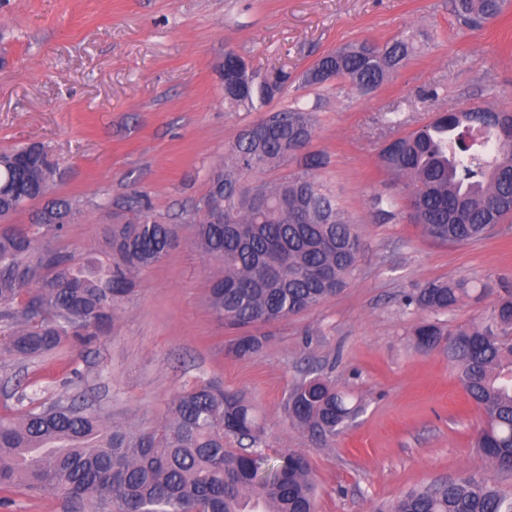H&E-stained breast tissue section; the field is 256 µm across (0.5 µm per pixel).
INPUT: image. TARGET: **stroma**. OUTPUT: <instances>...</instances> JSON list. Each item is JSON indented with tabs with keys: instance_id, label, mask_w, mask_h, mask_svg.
Instances as JSON below:
<instances>
[{
	"instance_id": "stroma-1",
	"label": "stroma",
	"mask_w": 512,
	"mask_h": 512,
	"mask_svg": "<svg viewBox=\"0 0 512 512\" xmlns=\"http://www.w3.org/2000/svg\"><path fill=\"white\" fill-rule=\"evenodd\" d=\"M396 38L412 52L378 88H299V75L328 51ZM228 50L254 69L288 71L272 106L313 111L307 150L325 159L317 177L362 237L347 288L257 327L266 341L246 358L227 352L236 332L206 304L214 267L183 224L225 145L260 118L224 104ZM476 102L512 108V0L479 30L459 23L450 0H0V151L37 143L57 161L50 196L81 208L60 250L102 246L104 226L137 193L182 226L90 343L29 359L0 352V415L74 396L150 429L177 394L215 382L253 405L262 452L308 457L317 512H374L445 478L475 476L512 492V474L472 446L481 417L455 367L443 350L413 345L414 329L434 316L403 304L428 281L464 280L469 297L436 317L450 330L482 322L512 289V220L482 241L437 244L411 223L404 191L378 165L392 138ZM379 195L399 199L395 218L376 215ZM318 375L363 406L327 442L285 416L294 387Z\"/></svg>"
}]
</instances>
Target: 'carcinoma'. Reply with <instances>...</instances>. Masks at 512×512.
I'll return each mask as SVG.
<instances>
[{"label": "carcinoma", "instance_id": "cac0c4a2", "mask_svg": "<svg viewBox=\"0 0 512 512\" xmlns=\"http://www.w3.org/2000/svg\"><path fill=\"white\" fill-rule=\"evenodd\" d=\"M504 0H451L469 29L502 13ZM409 55V43L364 41L320 57L301 86L343 81L358 90L380 86ZM224 53V102L265 118L248 125L209 172L206 210L190 221L192 244L217 266L207 305L224 325L245 333L228 344L251 357L265 337L246 332L284 320L337 295L356 270L361 237L317 178L323 159L298 156L314 134V118L298 104L275 110L288 85ZM380 167L401 184L410 220L429 239L454 245L486 239L512 217V112L476 105L439 112L420 129L383 147ZM296 162L272 180H247ZM56 172L45 148L0 152V218L47 195ZM133 220L112 224L105 249L79 260L57 242L80 213L67 198L47 200L28 224L0 228V350L36 357L63 341H86L112 325L119 302L138 273L158 263L179 237L141 202ZM469 296L463 282L433 280L405 305L445 312ZM448 337V361L481 411L474 447L502 472H512V292L499 297L486 320L447 334L436 322L414 332L416 347ZM361 405L316 376L297 385L286 419L320 440L350 427ZM262 427L246 399L204 385L172 400L162 425H121L76 400H58L19 415L0 416V491L53 493L68 512H315L309 460L293 451L273 461L258 450ZM233 438L239 448L228 449ZM384 512H512V496L484 479H448L413 489Z\"/></svg>", "mask_w": 512, "mask_h": 512}]
</instances>
